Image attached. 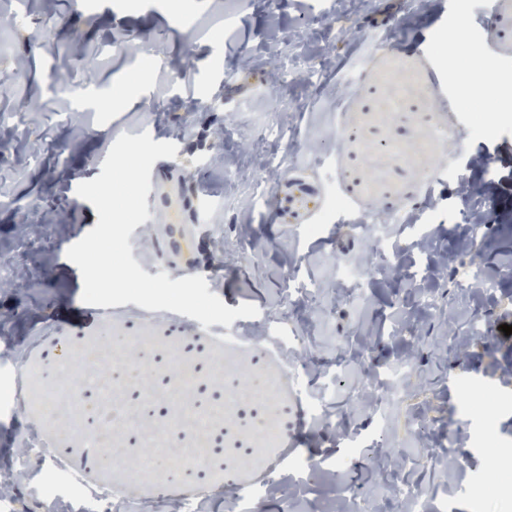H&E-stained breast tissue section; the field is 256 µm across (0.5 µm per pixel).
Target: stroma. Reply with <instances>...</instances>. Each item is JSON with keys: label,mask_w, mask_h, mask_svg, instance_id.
Here are the masks:
<instances>
[{"label": "stroma", "mask_w": 512, "mask_h": 512, "mask_svg": "<svg viewBox=\"0 0 512 512\" xmlns=\"http://www.w3.org/2000/svg\"><path fill=\"white\" fill-rule=\"evenodd\" d=\"M0 0V252L15 251L27 217L62 213L18 258L27 286L0 288V463L15 457L45 403L66 379L83 376L82 354L100 348L107 371L140 370L122 394L132 411L119 424L115 457L90 446L95 413L82 426L59 418L54 431L75 462L92 461L87 484L118 485L132 506L158 503L164 488L211 487L209 512L224 499L258 500L257 512H407L386 493L378 457L411 449L408 477L424 512H512V0ZM467 13L470 61L488 62L493 93L459 100L455 70L437 53ZM63 72L73 92L54 91ZM442 73L434 86L433 73ZM135 83L138 101L105 109L115 86ZM289 130L304 149L268 165L271 147L254 131ZM171 142L175 158L154 162L150 217L129 237L149 275H199L229 308L259 313L231 326L169 311L82 300L68 249L98 222L79 184L101 173L120 135ZM495 205L484 249L462 251L473 202L464 185ZM400 267L370 268L374 224L385 216ZM384 223V222H383ZM180 225L186 250L165 245ZM318 226L307 235V226ZM367 272L356 275L357 267ZM492 315L494 335L476 316ZM457 338L462 355L443 349ZM418 369L397 399L375 388V407L356 404L364 368L387 375L411 349ZM300 354L275 409L247 388L277 382L276 359ZM346 361L337 375L338 361ZM197 372L202 391L178 399L173 362ZM499 405L474 412L483 391ZM210 394L211 434L221 452L182 465L188 431L173 416L183 400ZM338 416L341 427L323 425ZM271 421L277 441L257 428ZM430 424L426 443L412 432ZM297 439L289 464L255 497L256 455ZM309 457L321 466L305 476ZM342 462L338 474L326 466ZM487 482V510L469 486ZM18 512H91L72 480L47 491L32 464L11 494Z\"/></svg>", "instance_id": "1"}]
</instances>
